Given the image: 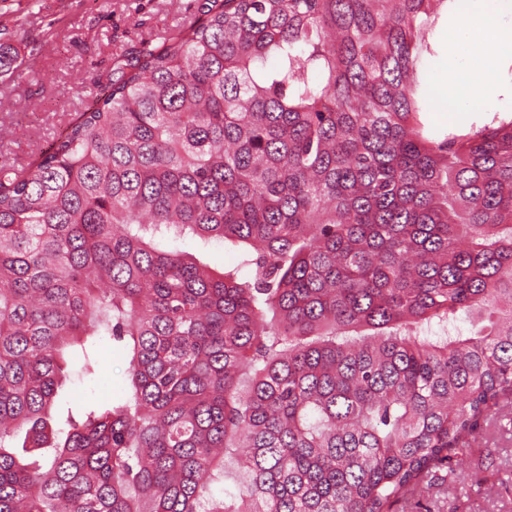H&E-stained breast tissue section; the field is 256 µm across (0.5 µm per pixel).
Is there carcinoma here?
<instances>
[{
    "label": "carcinoma",
    "instance_id": "cac0c4a2",
    "mask_svg": "<svg viewBox=\"0 0 512 512\" xmlns=\"http://www.w3.org/2000/svg\"><path fill=\"white\" fill-rule=\"evenodd\" d=\"M208 2L0 166V512H388L512 397V119L419 121L452 0ZM106 336L125 401L58 424ZM174 246L192 253L201 264L219 271L232 270L246 258V251L242 245H234L228 241L212 242L205 249L199 248L192 239L179 241Z\"/></svg>",
    "mask_w": 512,
    "mask_h": 512
}]
</instances>
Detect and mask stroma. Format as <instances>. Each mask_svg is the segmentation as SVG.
Here are the masks:
<instances>
[{"label":"stroma","instance_id":"obj_1","mask_svg":"<svg viewBox=\"0 0 512 512\" xmlns=\"http://www.w3.org/2000/svg\"><path fill=\"white\" fill-rule=\"evenodd\" d=\"M205 0H0V40L18 55L12 74L0 78V165L23 169L76 113L85 111L112 78L116 57L132 60L145 46H162L190 21ZM490 107L469 108L449 120L422 112L424 133H468L493 116L512 117V65L495 77ZM209 268L228 271L245 259L243 246L178 244ZM93 375L80 372V348L67 353L68 378L56 398L58 419L93 401L103 406L128 390L127 359L111 342H97ZM439 512H512V399L483 424L475 442L432 470L424 483Z\"/></svg>","mask_w":512,"mask_h":512}]
</instances>
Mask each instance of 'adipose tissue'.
Segmentation results:
<instances>
[{
  "label": "adipose tissue",
  "mask_w": 512,
  "mask_h": 512,
  "mask_svg": "<svg viewBox=\"0 0 512 512\" xmlns=\"http://www.w3.org/2000/svg\"><path fill=\"white\" fill-rule=\"evenodd\" d=\"M512 0H455L452 21L466 29L464 41H456L447 24L433 36L438 54L429 72L432 109L456 114L472 102L476 86L494 76L512 49V25L501 22ZM464 58L465 70H457L456 58Z\"/></svg>",
  "instance_id": "obj_1"
}]
</instances>
